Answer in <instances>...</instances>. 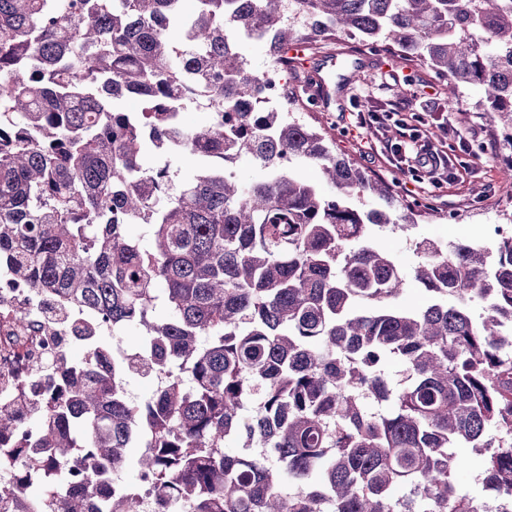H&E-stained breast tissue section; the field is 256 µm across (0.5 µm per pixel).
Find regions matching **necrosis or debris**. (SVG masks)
I'll list each match as a JSON object with an SVG mask.
<instances>
[{
	"label": "necrosis or debris",
	"instance_id": "necrosis-or-debris-1",
	"mask_svg": "<svg viewBox=\"0 0 512 512\" xmlns=\"http://www.w3.org/2000/svg\"><path fill=\"white\" fill-rule=\"evenodd\" d=\"M98 323L91 311L64 305L40 294L7 266H0V400L16 401L18 393L39 388L34 365L49 366L61 350L88 343L86 330Z\"/></svg>",
	"mask_w": 512,
	"mask_h": 512
}]
</instances>
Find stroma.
Returning <instances> with one entry per match:
<instances>
[{"instance_id":"1","label":"stroma","mask_w":512,"mask_h":512,"mask_svg":"<svg viewBox=\"0 0 512 512\" xmlns=\"http://www.w3.org/2000/svg\"><path fill=\"white\" fill-rule=\"evenodd\" d=\"M358 42L343 36L335 44L311 55L297 58L284 78L290 91L308 98L316 94L320 77L326 76L328 58H335L337 72L351 65V52ZM363 67L355 80L339 93L314 105L305 118L323 128L336 144V150L356 165L365 162L353 134L348 132L350 113L376 109L391 111L400 104L409 112L448 110L443 94V81L423 66H409L381 50L366 51ZM451 114L460 132L478 127L480 136L471 143V170L463 182L433 187L417 182L407 167L381 165L372 174L389 182L395 195L417 211L415 223L405 232L385 228L375 233L379 246L385 249L403 271H411L416 256L413 240L423 237L444 243L477 240L490 245L499 233L512 230V151L492 150L493 139L487 118L473 112ZM490 153H483V146Z\"/></svg>"}]
</instances>
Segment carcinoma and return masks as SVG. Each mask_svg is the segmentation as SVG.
I'll return each instance as SVG.
<instances>
[{
    "instance_id": "1",
    "label": "carcinoma",
    "mask_w": 512,
    "mask_h": 512,
    "mask_svg": "<svg viewBox=\"0 0 512 512\" xmlns=\"http://www.w3.org/2000/svg\"><path fill=\"white\" fill-rule=\"evenodd\" d=\"M180 2L0 0V264L114 336L145 329L134 358L100 336L82 361L61 356L42 397L0 406V463L18 464L0 512H135L144 487L161 512H512V235L492 250L415 240L431 302L391 306L405 275L371 232L414 209L394 218L390 185L291 114L308 105L255 72L238 38L264 44L278 74L290 45L354 35L433 70L448 107L487 113L512 150V0H295L300 26L285 0H196L189 16ZM467 87L480 92L470 106ZM199 95L207 119L188 129L180 115ZM165 143L208 172L176 187L169 166L144 162ZM242 155L260 180L225 173ZM296 162L320 166L337 195ZM392 358L406 372L396 387ZM127 372L159 379L149 400L126 396ZM138 438L139 487L106 493ZM231 438L246 451L227 452ZM457 444L484 455L487 497L456 494ZM76 465L81 481L55 487L50 473ZM44 472L53 506L36 510L29 475Z\"/></svg>"
}]
</instances>
